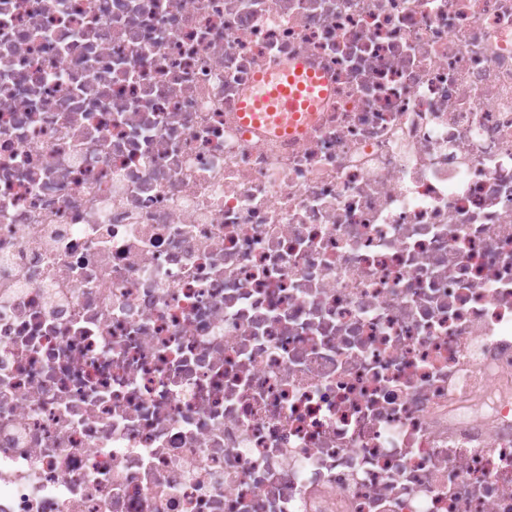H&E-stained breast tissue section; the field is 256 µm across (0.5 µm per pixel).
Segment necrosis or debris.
<instances>
[{"instance_id": "obj_1", "label": "necrosis or debris", "mask_w": 512, "mask_h": 512, "mask_svg": "<svg viewBox=\"0 0 512 512\" xmlns=\"http://www.w3.org/2000/svg\"><path fill=\"white\" fill-rule=\"evenodd\" d=\"M0 512H512V0H0ZM280 74L275 79L269 74L257 76L256 93L248 105L243 104V112H280L274 118L278 132L293 133L300 116L289 112H313L323 96L322 82L303 61L286 65Z\"/></svg>"}]
</instances>
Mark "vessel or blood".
I'll return each mask as SVG.
<instances>
[{"label":"vessel or blood","mask_w":512,"mask_h":512,"mask_svg":"<svg viewBox=\"0 0 512 512\" xmlns=\"http://www.w3.org/2000/svg\"><path fill=\"white\" fill-rule=\"evenodd\" d=\"M322 96L320 82L304 62L286 65L277 77L256 78V92L248 111L275 113L279 132H294L299 113L314 111Z\"/></svg>","instance_id":"b4317fda"}]
</instances>
